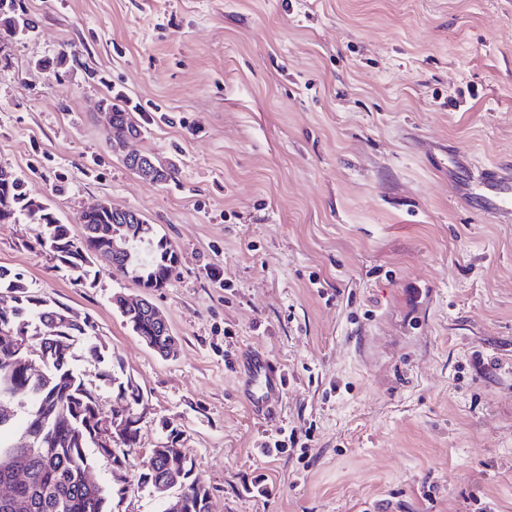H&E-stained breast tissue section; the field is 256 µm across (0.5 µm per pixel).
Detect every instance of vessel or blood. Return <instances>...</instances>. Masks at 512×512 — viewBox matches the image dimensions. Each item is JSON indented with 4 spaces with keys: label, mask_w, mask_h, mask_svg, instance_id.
Instances as JSON below:
<instances>
[{
    "label": "vessel or blood",
    "mask_w": 512,
    "mask_h": 512,
    "mask_svg": "<svg viewBox=\"0 0 512 512\" xmlns=\"http://www.w3.org/2000/svg\"><path fill=\"white\" fill-rule=\"evenodd\" d=\"M480 183L492 193L494 210L512 218V165L494 162L485 166L480 174ZM243 369L252 412L274 419L285 389L280 367L263 355L250 352L243 359Z\"/></svg>",
    "instance_id": "vessel-or-blood-1"
}]
</instances>
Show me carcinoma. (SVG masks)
<instances>
[{
	"label": "carcinoma",
	"mask_w": 512,
	"mask_h": 512,
	"mask_svg": "<svg viewBox=\"0 0 512 512\" xmlns=\"http://www.w3.org/2000/svg\"><path fill=\"white\" fill-rule=\"evenodd\" d=\"M36 29L22 0H0V40L28 35ZM112 126L142 131L131 113L112 105ZM27 219L42 226L40 247L52 253L65 269L85 277L97 257L108 260L113 270L148 288L154 282L167 284L178 262L176 251L156 232L139 234L129 224L114 223V215L101 211L81 218L84 235L77 239L68 225L59 223L51 208L25 188L14 173L0 168V224ZM126 240V251L112 253L111 237ZM10 297L0 305V332L21 331L45 350L39 370L26 367L11 342L0 338V455L22 453L29 458V479L21 485L0 474V512H112L113 486L87 484L82 469L92 463L87 449L93 447L112 466H126L137 447L140 419L138 400L129 392L130 380L116 374L112 355L99 339L89 317L72 307L52 301L29 288L20 275L0 267V294ZM122 317L132 333L153 339L164 348L150 316L141 310H123ZM86 348L104 364L101 380L115 388L116 410L128 416L130 427L121 441L102 448L93 434L102 411L96 390L87 386L75 367L77 350ZM171 445L148 459L140 481L148 483L160 503H181L180 512H211L209 490L194 483L179 485L170 496L171 470L180 466L191 472L190 449ZM22 508H13L14 502Z\"/></svg>",
	"instance_id": "cac0c4a2"
}]
</instances>
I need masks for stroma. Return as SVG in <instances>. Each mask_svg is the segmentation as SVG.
Here are the masks:
<instances>
[{"label":"stroma","instance_id":"35a3bbf8","mask_svg":"<svg viewBox=\"0 0 512 512\" xmlns=\"http://www.w3.org/2000/svg\"><path fill=\"white\" fill-rule=\"evenodd\" d=\"M0 43V168L73 236L97 201L173 245L162 288L58 269L0 224V266L92 319L147 414L115 512H159L151 449H190L212 512H512V223L452 178L512 160V0H24ZM141 123L142 179L100 103ZM179 339L146 348L112 297ZM286 389L266 423L240 358ZM286 453H264L269 439ZM36 29L29 18L22 0H0V40H10L28 35Z\"/></svg>","mask_w":512,"mask_h":512}]
</instances>
